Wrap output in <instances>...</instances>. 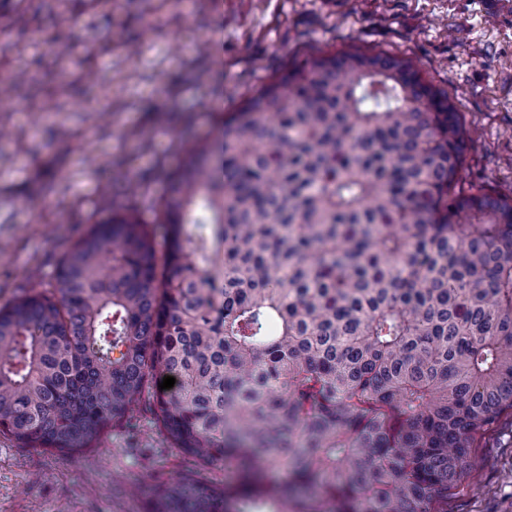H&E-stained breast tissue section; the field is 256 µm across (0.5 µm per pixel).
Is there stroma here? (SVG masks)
Returning a JSON list of instances; mask_svg holds the SVG:
<instances>
[{"mask_svg": "<svg viewBox=\"0 0 512 512\" xmlns=\"http://www.w3.org/2000/svg\"><path fill=\"white\" fill-rule=\"evenodd\" d=\"M358 49L413 59L472 135L467 180L512 195V0H0V305L51 286L113 213L162 238L170 179L288 67ZM186 464L141 416L69 459L0 434V512H144ZM448 512H512V412Z\"/></svg>", "mask_w": 512, "mask_h": 512, "instance_id": "35a3bbf8", "label": "stroma"}]
</instances>
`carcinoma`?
I'll return each mask as SVG.
<instances>
[{
    "mask_svg": "<svg viewBox=\"0 0 512 512\" xmlns=\"http://www.w3.org/2000/svg\"><path fill=\"white\" fill-rule=\"evenodd\" d=\"M468 138L409 58H305L191 149L163 254L114 215L0 307V434L67 458L144 412L240 474L149 512H448L512 411V198L466 182Z\"/></svg>",
    "mask_w": 512,
    "mask_h": 512,
    "instance_id": "1",
    "label": "carcinoma"
}]
</instances>
